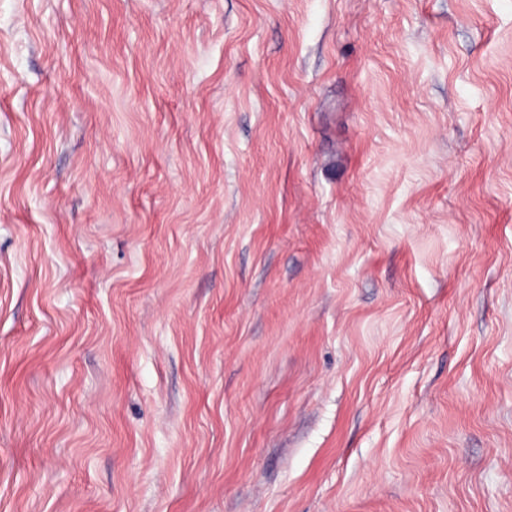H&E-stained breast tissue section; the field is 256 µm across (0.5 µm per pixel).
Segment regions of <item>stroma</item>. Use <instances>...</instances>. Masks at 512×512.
<instances>
[{
  "label": "stroma",
  "mask_w": 512,
  "mask_h": 512,
  "mask_svg": "<svg viewBox=\"0 0 512 512\" xmlns=\"http://www.w3.org/2000/svg\"><path fill=\"white\" fill-rule=\"evenodd\" d=\"M0 512H512V0H0Z\"/></svg>",
  "instance_id": "1"
}]
</instances>
